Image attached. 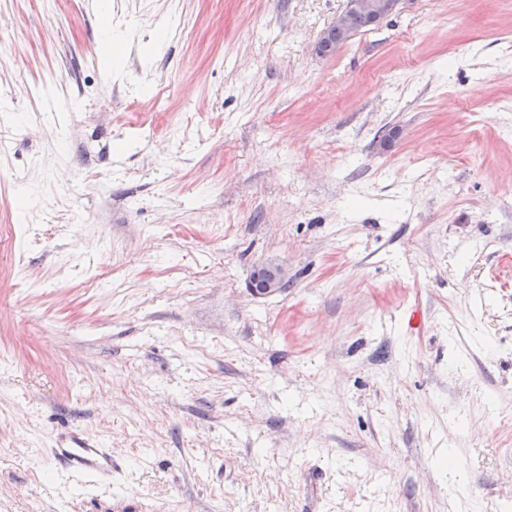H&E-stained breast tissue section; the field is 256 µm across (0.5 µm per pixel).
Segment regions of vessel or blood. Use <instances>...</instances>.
<instances>
[{"label":"vessel or blood","mask_w":512,"mask_h":512,"mask_svg":"<svg viewBox=\"0 0 512 512\" xmlns=\"http://www.w3.org/2000/svg\"><path fill=\"white\" fill-rule=\"evenodd\" d=\"M49 453L69 478L92 477L104 484L112 481V451L93 435L68 429L56 432Z\"/></svg>","instance_id":"obj_1"}]
</instances>
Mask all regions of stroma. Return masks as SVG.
Here are the masks:
<instances>
[{"label": "stroma", "mask_w": 512, "mask_h": 512, "mask_svg": "<svg viewBox=\"0 0 512 512\" xmlns=\"http://www.w3.org/2000/svg\"><path fill=\"white\" fill-rule=\"evenodd\" d=\"M345 5L0 0V512H500L512 0ZM402 0H347L345 9L336 17L331 26H345L348 22V14L355 13L350 19V34L340 29H330L320 41L319 53L323 55H332L341 45L348 39L365 28L378 26L386 21L389 17L399 11ZM370 15L373 19L370 18ZM265 269L267 271V277L262 284L261 288H255V284L250 283V290L255 295H273L281 290V287L288 280L286 271L274 264L262 265L258 269ZM49 453L69 478L112 482V450L100 445L93 435L79 430L58 431L52 437Z\"/></svg>", "instance_id": "35a3bbf8"}]
</instances>
